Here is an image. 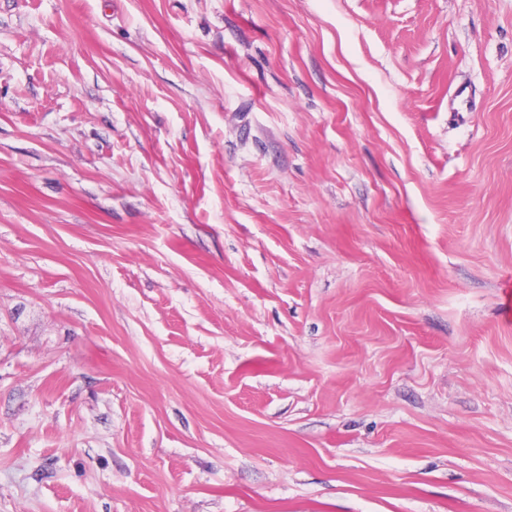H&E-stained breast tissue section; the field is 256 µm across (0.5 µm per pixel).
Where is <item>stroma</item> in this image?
Listing matches in <instances>:
<instances>
[{"mask_svg":"<svg viewBox=\"0 0 512 512\" xmlns=\"http://www.w3.org/2000/svg\"><path fill=\"white\" fill-rule=\"evenodd\" d=\"M511 283L512 0H0V512H512Z\"/></svg>","mask_w":512,"mask_h":512,"instance_id":"35a3bbf8","label":"stroma"}]
</instances>
